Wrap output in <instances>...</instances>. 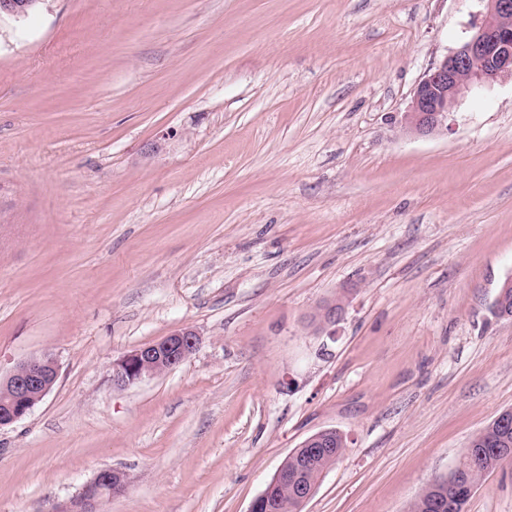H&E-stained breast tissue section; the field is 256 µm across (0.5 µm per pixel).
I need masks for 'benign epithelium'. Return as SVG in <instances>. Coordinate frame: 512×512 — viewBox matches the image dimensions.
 Returning a JSON list of instances; mask_svg holds the SVG:
<instances>
[{"instance_id":"7a95c632","label":"benign epithelium","mask_w":512,"mask_h":512,"mask_svg":"<svg viewBox=\"0 0 512 512\" xmlns=\"http://www.w3.org/2000/svg\"><path fill=\"white\" fill-rule=\"evenodd\" d=\"M41 0H0V15L25 17ZM486 12L474 25V34L449 55L434 63L421 77L408 111L407 129L427 136L448 129V115L459 98L500 79H512V0H484ZM323 326H334L343 314L338 303L321 306ZM200 338L182 328L112 363V385L126 388L173 369L198 348ZM56 361L49 355L33 357L0 379V429L26 415L54 386ZM126 476L117 469H102L54 512H98L99 502L123 491Z\"/></svg>"}]
</instances>
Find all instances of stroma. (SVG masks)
Returning a JSON list of instances; mask_svg holds the SVG:
<instances>
[{
  "label": "stroma",
  "instance_id": "1",
  "mask_svg": "<svg viewBox=\"0 0 512 512\" xmlns=\"http://www.w3.org/2000/svg\"><path fill=\"white\" fill-rule=\"evenodd\" d=\"M479 0H41L0 16V377L50 392L0 429V512H249L339 431L303 512H409L512 411V81L404 127ZM342 301L334 333L311 325ZM181 365L118 389L172 331ZM466 512H512V462ZM200 338L191 328H182L164 338L137 347L112 363V385L126 388L173 369L198 348ZM58 376L56 361L49 355L33 357L0 379V429L26 415L54 386ZM327 431L330 430H324L311 436L307 439V444L316 445V448H331L330 442L327 441L326 437H322V434H325ZM333 437V443H336V448H331L329 452H319L315 454L309 466L304 470L303 477L306 484L317 486L324 472L336 464L342 456L345 448V440L338 431L333 433ZM126 484V476L117 469H102L67 502L57 503L55 512H98L97 506L104 497L119 494Z\"/></svg>",
  "mask_w": 512,
  "mask_h": 512
}]
</instances>
